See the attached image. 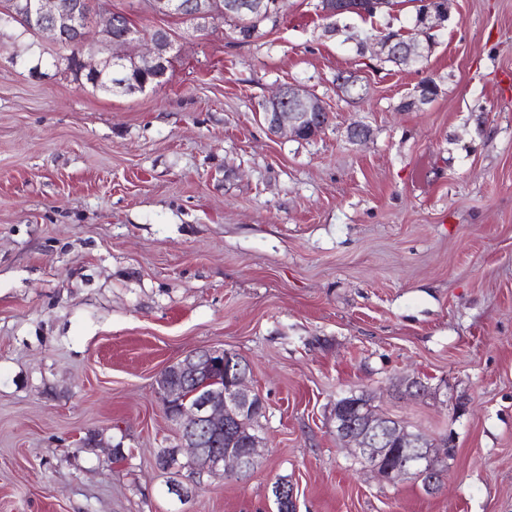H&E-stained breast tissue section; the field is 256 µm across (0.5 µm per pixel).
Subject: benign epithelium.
<instances>
[{"instance_id": "1", "label": "benign epithelium", "mask_w": 512, "mask_h": 512, "mask_svg": "<svg viewBox=\"0 0 512 512\" xmlns=\"http://www.w3.org/2000/svg\"><path fill=\"white\" fill-rule=\"evenodd\" d=\"M157 13L186 11L199 26H207L214 19L212 0H150ZM387 6V0H322L320 13L333 20L350 14L365 15ZM448 6H439L429 0L426 8L416 15L411 36L403 39L396 34L382 33L372 39V49L381 59H392L399 65L417 64L424 57L425 46L420 37L430 39L432 18L446 14ZM29 13L39 19V30L52 40L69 35L73 43L85 48L90 31L98 25L112 24V13L88 15L83 0H33ZM141 36V31L128 29L113 38L111 63L114 77L125 86L122 67L126 56L118 48ZM151 47L138 60L142 70H155L164 63L170 50L167 41L157 34L147 36ZM329 111L324 101L308 90L288 85L267 102L264 119L273 134H318L326 126ZM238 357L224 350H201L165 367L157 376L156 385L162 396L165 414L180 435V447L187 450L193 468L210 474L219 471L237 476L250 464L258 463V448L262 439L255 435L243 449L228 447L208 448L213 434L229 432L246 418H254L265 410V400L249 383L250 368L235 364ZM214 370L224 372V386L209 389L201 384ZM362 403L351 404L349 410L336 407L333 412L336 439L348 448L360 463L388 481L407 479L436 487L435 465L448 458L452 451L446 437L429 439L410 433L399 423L388 422L381 414L359 411Z\"/></svg>"}]
</instances>
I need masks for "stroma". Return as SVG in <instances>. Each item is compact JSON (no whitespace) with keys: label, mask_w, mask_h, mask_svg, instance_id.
Wrapping results in <instances>:
<instances>
[{"label":"stroma","mask_w":512,"mask_h":512,"mask_svg":"<svg viewBox=\"0 0 512 512\" xmlns=\"http://www.w3.org/2000/svg\"><path fill=\"white\" fill-rule=\"evenodd\" d=\"M316 4L284 0L241 43L106 0L173 39L132 93L0 26V512H276L279 478L296 512H512V0H452L411 67L368 44L410 32L412 0L334 32ZM427 77L436 96L405 109ZM288 84L326 103L319 136L268 132ZM207 348L244 358L266 402L241 480L156 461L179 444L156 377ZM353 392L452 439L440 491L339 444Z\"/></svg>","instance_id":"1"}]
</instances>
